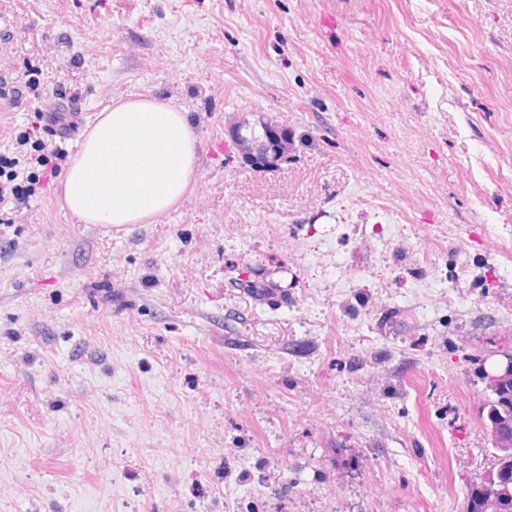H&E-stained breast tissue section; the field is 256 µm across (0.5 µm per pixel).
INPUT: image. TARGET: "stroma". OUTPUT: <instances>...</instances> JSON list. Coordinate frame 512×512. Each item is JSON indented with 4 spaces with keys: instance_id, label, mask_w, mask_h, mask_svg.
Instances as JSON below:
<instances>
[{
    "instance_id": "1",
    "label": "stroma",
    "mask_w": 512,
    "mask_h": 512,
    "mask_svg": "<svg viewBox=\"0 0 512 512\" xmlns=\"http://www.w3.org/2000/svg\"><path fill=\"white\" fill-rule=\"evenodd\" d=\"M29 63L0 152L62 89L68 156L139 95L197 156L148 223L57 177L0 223V512H463L512 352V0H0Z\"/></svg>"
}]
</instances>
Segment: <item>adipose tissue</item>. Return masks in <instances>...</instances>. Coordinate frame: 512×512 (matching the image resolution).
<instances>
[{
    "instance_id": "1",
    "label": "adipose tissue",
    "mask_w": 512,
    "mask_h": 512,
    "mask_svg": "<svg viewBox=\"0 0 512 512\" xmlns=\"http://www.w3.org/2000/svg\"><path fill=\"white\" fill-rule=\"evenodd\" d=\"M196 137L183 108L147 96L101 112L62 182L68 211L86 224H142L185 194Z\"/></svg>"
}]
</instances>
